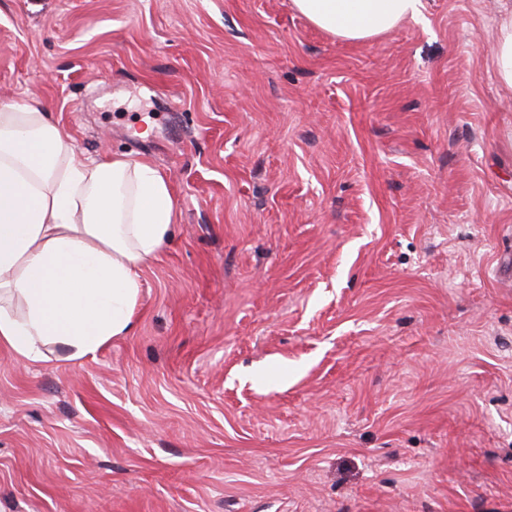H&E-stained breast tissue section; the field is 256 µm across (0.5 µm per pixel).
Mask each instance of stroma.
Returning <instances> with one entry per match:
<instances>
[{
	"label": "stroma",
	"instance_id": "stroma-1",
	"mask_svg": "<svg viewBox=\"0 0 512 512\" xmlns=\"http://www.w3.org/2000/svg\"><path fill=\"white\" fill-rule=\"evenodd\" d=\"M512 0H0V100L178 199L130 333L0 346V512H512ZM295 10L333 37L365 42L420 13L421 0H292ZM493 67L497 79L512 86V12L498 26Z\"/></svg>",
	"mask_w": 512,
	"mask_h": 512
}]
</instances>
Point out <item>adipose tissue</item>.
Wrapping results in <instances>:
<instances>
[{
	"instance_id": "adipose-tissue-1",
	"label": "adipose tissue",
	"mask_w": 512,
	"mask_h": 512,
	"mask_svg": "<svg viewBox=\"0 0 512 512\" xmlns=\"http://www.w3.org/2000/svg\"><path fill=\"white\" fill-rule=\"evenodd\" d=\"M333 37L365 42L421 0H292ZM178 203L151 162L76 151L34 100L0 101V345L26 361L57 347L96 357L133 327L140 271L173 234ZM20 300L22 313L10 304Z\"/></svg>"
}]
</instances>
